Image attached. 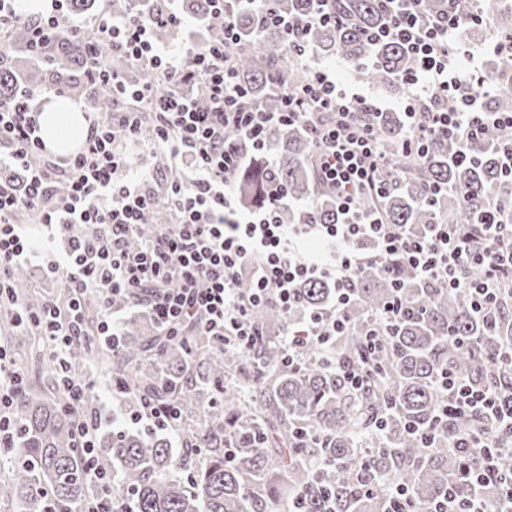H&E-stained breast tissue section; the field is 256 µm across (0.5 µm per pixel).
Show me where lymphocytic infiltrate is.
Wrapping results in <instances>:
<instances>
[{
  "label": "lymphocytic infiltrate",
  "mask_w": 512,
  "mask_h": 512,
  "mask_svg": "<svg viewBox=\"0 0 512 512\" xmlns=\"http://www.w3.org/2000/svg\"><path fill=\"white\" fill-rule=\"evenodd\" d=\"M212 6L224 14L223 41L188 49L159 45L152 34L153 19L138 14L119 23L105 14L97 19L103 45L119 48L134 64L151 66L160 84L127 90L125 110L91 124L82 150L64 161V197L55 196L49 168L29 164L46 149L34 95L23 93L10 106L0 105V164L27 172L23 191L0 183V294L8 290L14 266L37 255L16 220L18 213H29L34 223L49 227L97 228L93 239L72 245L65 264L46 265L50 277L63 279L64 300L20 311L26 326L49 340L71 402L81 404L88 387L83 377L70 372L67 355L85 334L82 299L91 291L102 307L96 334L112 348L122 342L111 316L113 299H135L152 288L156 294L150 309L163 332L173 335L181 324L193 322L245 354L258 333L252 320L257 307L272 301L290 314L298 303L297 284L323 280L336 291L333 304L309 313L301 325L287 327L283 353L294 366L301 364L308 347H316L320 364L328 369L336 365L334 342L347 330L354 280L372 260L384 269L395 259L422 282L466 289L474 314L498 316L504 289L512 286V204L491 201L469 229L436 224L422 239L413 238L405 225L365 216L361 201L380 192L381 173L390 163L371 121L372 115L383 112V103L340 86L321 66L309 67L305 83L283 93L282 111L267 112L248 102L232 66L239 44L233 15L225 11L224 0H212ZM460 29L455 0L435 17L422 10L421 0H403L372 34L376 40L403 44L417 60L414 70L398 78L406 91L402 107L408 127L402 152L421 158L431 137L465 142L493 128L501 133L496 145L499 170L512 180V111L488 107L487 98L500 94L502 87L482 61H475L469 71H457L458 58L471 54ZM191 84L206 97V109L196 107L195 93L187 90ZM144 110L151 111L154 120L148 152H168L172 160L188 165L190 176L185 179L175 171L167 178L163 192L170 219L154 237L131 250L127 242L137 234L153 194L145 188L142 170L131 166L120 145L139 142ZM294 123L305 126L313 138L315 172L334 192L339 223H281L277 213L286 193L277 185L270 187L260 209L246 213L238 207L232 173L247 163L249 154L264 151L270 127ZM229 127L238 131V141H225ZM310 240L322 244L320 255H304ZM367 242L374 257L362 252ZM244 279L249 287L243 291L239 283ZM407 311L397 294L378 314L365 336L360 364L345 372L351 388H361L376 372L377 356L388 347L391 328ZM26 385L25 373L15 366L7 344L0 342L1 448L13 437V408ZM440 387L446 394L443 416L485 415L512 428V410H505L493 390L473 389L450 372L443 373ZM98 427L95 417L84 415L77 422L86 473L96 489L85 512H117L114 477L97 448ZM448 445L458 456L460 479L449 485L434 512H492L479 495L480 487L490 482L501 488L504 506L499 512H512V469L505 465L512 445H500L479 430L453 437ZM478 455L484 460L480 467L473 464Z\"/></svg>",
  "instance_id": "lymphocytic-infiltrate-1"
}]
</instances>
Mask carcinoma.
Here are the masks:
<instances>
[{
	"label": "carcinoma",
	"mask_w": 512,
	"mask_h": 512,
	"mask_svg": "<svg viewBox=\"0 0 512 512\" xmlns=\"http://www.w3.org/2000/svg\"><path fill=\"white\" fill-rule=\"evenodd\" d=\"M331 16L348 23H333L305 32L299 44L317 55L338 57L382 86H393L415 61L399 44L374 42L369 33L387 21L381 0H327ZM313 0H269L260 10L249 0H228L234 14L240 47L234 56L237 78L247 97L267 112L282 108L281 91L270 78L277 76L290 89L303 85L307 72L288 45L283 30L261 23L266 12L288 17L307 13ZM164 7L160 0H66L65 11L83 22L78 29L50 33L36 44L31 27L16 22L0 51V102L18 96L17 60L23 52L41 71L37 87L58 86L63 93L93 103L108 112L121 94L112 83L86 73L90 44L100 43L98 31L84 22L109 11L123 19L150 14ZM182 12L200 20L210 41L224 39V16L210 0H180ZM108 70L122 74L129 85L156 83L153 71L131 64L125 53H106ZM369 68H363V64ZM379 141L393 166L383 179L384 197L362 201L389 224H407L417 237L432 224L468 226L491 200L512 198V182L504 179L497 163L498 134L486 131L469 144L470 162L453 160L454 143L436 137L422 160L404 158L406 124L398 112L377 119ZM274 161L262 156L236 174L240 203L258 207L274 179L293 200L315 202L312 208L281 207L285 224H335L341 220L331 190L317 179L312 167L313 143L300 126H278L268 131ZM434 184L448 192L430 195ZM168 208L163 193L153 195V206L143 218L132 248L154 232L156 216ZM403 284L406 302L414 312L395 328L387 353L364 389L353 393L344 371L360 363L364 333L370 320L394 294L393 280ZM27 273L12 271V295L30 309L41 301L26 292ZM299 307L290 320L308 311L329 307L334 289L325 282H301L296 288ZM353 303L347 311L349 329L336 337V368L315 363L317 350L306 353L307 363L291 368L283 362L278 308L269 303L253 312L260 331L248 355L215 336L190 332L163 336L147 328L150 309L122 322L119 351L90 335L100 314L97 298L84 299L89 335L68 354L71 370L80 373L92 361L106 367L123 386L125 405L135 410L150 400L174 403L181 417L177 430L185 434L182 453L175 455L171 434L142 431H106L97 435L102 462L117 477L114 490L130 500L133 512H271L275 506L302 501L303 512H391L388 494L365 491V476L402 483L408 488L411 509L423 512L448 494L457 481V455L448 447V435L473 429L512 439L484 416H458L438 421L442 394L438 378L443 370L475 388L491 382L486 362L490 352L512 347V307L494 323L475 315L462 290H448L418 281L406 268L391 274L379 266L365 268L354 281ZM0 332L14 344L26 342L14 300L0 304ZM98 395L88 388L80 409L69 404L54 369L47 368L17 401L15 433L0 460L11 475L0 479V501L16 512H73L93 495L85 476L83 450L78 448L75 425L80 415L95 408ZM440 423L434 442L425 447L414 426ZM180 469L184 478L170 475Z\"/></svg>",
	"instance_id": "obj_1"
}]
</instances>
